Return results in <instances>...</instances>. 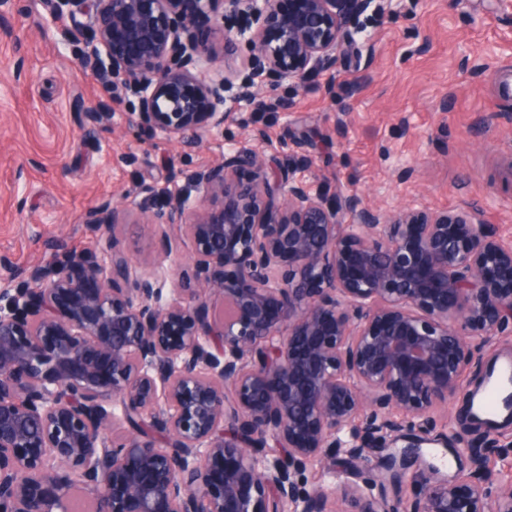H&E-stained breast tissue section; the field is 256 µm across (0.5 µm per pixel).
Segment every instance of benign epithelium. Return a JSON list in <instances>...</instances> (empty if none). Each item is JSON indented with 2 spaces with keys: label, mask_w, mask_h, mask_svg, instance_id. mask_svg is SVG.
<instances>
[{
  "label": "benign epithelium",
  "mask_w": 512,
  "mask_h": 512,
  "mask_svg": "<svg viewBox=\"0 0 512 512\" xmlns=\"http://www.w3.org/2000/svg\"><path fill=\"white\" fill-rule=\"evenodd\" d=\"M43 0L61 42L103 94L96 123L133 105L128 130L192 151L237 104L277 115L280 88L336 78L372 0ZM239 58V83L209 41ZM161 231L140 271L117 230L133 211L106 202L96 250L62 245L22 279L0 257V512H384L361 488L306 476L407 427L422 441L482 348L512 328V244L460 210L430 218L357 208L302 181L271 183L259 151L224 165L173 162L140 190ZM193 243L204 282L181 281L166 228ZM454 481L418 479L401 512H512L485 454ZM342 500L348 510L337 507Z\"/></svg>",
  "instance_id": "7a95c632"
}]
</instances>
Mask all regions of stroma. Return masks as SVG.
Segmentation results:
<instances>
[{
    "instance_id": "35a3bbf8",
    "label": "stroma",
    "mask_w": 512,
    "mask_h": 512,
    "mask_svg": "<svg viewBox=\"0 0 512 512\" xmlns=\"http://www.w3.org/2000/svg\"><path fill=\"white\" fill-rule=\"evenodd\" d=\"M353 25L369 40L337 59L335 82L286 90L290 111L262 123L261 136L236 122L212 131L189 163L221 165L233 138L262 152L270 172L293 163L294 178L335 185L359 205L467 209L512 240V100L496 92L502 71H512V11L502 0H412L404 14L371 8ZM101 93L46 24L40 0H15L0 14V256L14 269L33 267L58 242L93 251L91 210L164 185L183 156L177 142L127 134L124 107L86 132L81 106ZM121 239L140 269L152 268L161 248L154 227L126 225ZM448 413L450 426L436 427L420 458L404 460L401 478L388 458L408 444L406 431L371 444L367 462L338 463L333 484L371 489L391 508L412 497V475L456 477L485 429L470 423L463 400Z\"/></svg>"
}]
</instances>
